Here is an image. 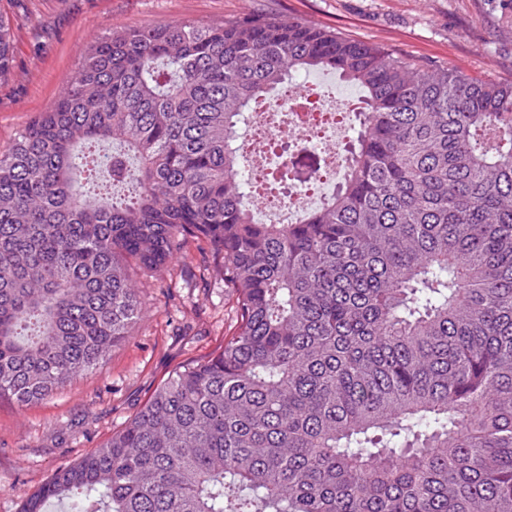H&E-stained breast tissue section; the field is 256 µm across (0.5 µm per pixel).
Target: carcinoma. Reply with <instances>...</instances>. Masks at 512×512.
I'll use <instances>...</instances> for the list:
<instances>
[{"label": "carcinoma", "instance_id": "cac0c4a2", "mask_svg": "<svg viewBox=\"0 0 512 512\" xmlns=\"http://www.w3.org/2000/svg\"><path fill=\"white\" fill-rule=\"evenodd\" d=\"M311 70L362 91L343 181L259 224L239 128ZM191 239L224 258V350L21 512H512V84L277 16L96 40L0 153V397L97 368L143 315L130 266Z\"/></svg>", "mask_w": 512, "mask_h": 512}]
</instances>
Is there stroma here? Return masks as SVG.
I'll list each match as a JSON object with an SVG mask.
<instances>
[{
  "instance_id": "stroma-1",
  "label": "stroma",
  "mask_w": 512,
  "mask_h": 512,
  "mask_svg": "<svg viewBox=\"0 0 512 512\" xmlns=\"http://www.w3.org/2000/svg\"><path fill=\"white\" fill-rule=\"evenodd\" d=\"M247 13L301 18L429 66L512 83V0H0L13 65L0 78V151L56 103L93 38L157 22L220 24ZM201 241L134 272L144 318L92 373L28 405L0 398V512L120 430L169 373L224 348L234 299Z\"/></svg>"
}]
</instances>
